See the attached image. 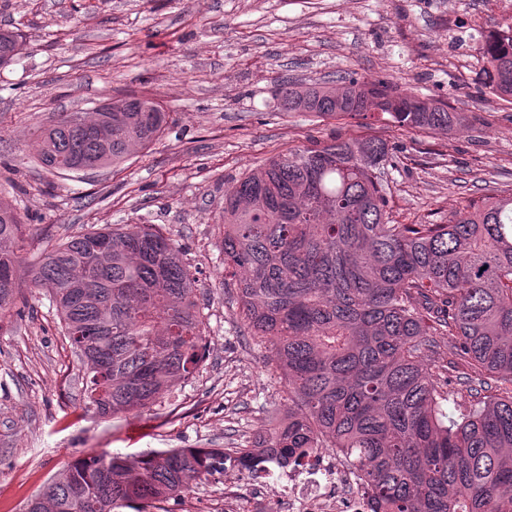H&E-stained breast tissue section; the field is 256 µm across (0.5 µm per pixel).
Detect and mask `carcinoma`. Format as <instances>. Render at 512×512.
I'll return each instance as SVG.
<instances>
[{
    "instance_id": "1",
    "label": "carcinoma",
    "mask_w": 512,
    "mask_h": 512,
    "mask_svg": "<svg viewBox=\"0 0 512 512\" xmlns=\"http://www.w3.org/2000/svg\"><path fill=\"white\" fill-rule=\"evenodd\" d=\"M19 29H0V68ZM485 86L512 99V27L490 33ZM288 112L387 114L411 131H449L442 106L385 81L344 78L278 90ZM52 115L36 163L57 174L115 167L149 148L168 112L154 97L123 110ZM388 144L333 140L269 158L224 189V271L241 316L287 383L288 412L254 448L111 452L70 461L27 512H115L166 500L231 466L251 475L334 448L358 469L373 512H512V194L470 199L446 224H397ZM17 207L0 198V315L28 280L55 303L74 357L69 390L100 418L137 414L203 358L206 317L180 247L151 224L60 240L26 267ZM448 349V366L425 361ZM453 405L450 416L445 406Z\"/></svg>"
}]
</instances>
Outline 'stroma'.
Listing matches in <instances>:
<instances>
[{"label":"stroma","instance_id":"35a3bbf8","mask_svg":"<svg viewBox=\"0 0 512 512\" xmlns=\"http://www.w3.org/2000/svg\"><path fill=\"white\" fill-rule=\"evenodd\" d=\"M24 50L0 70V196L17 199L36 263L47 244L113 224H152L182 248L207 314L193 378L138 416L84 410L65 377L71 349L49 295L22 284V311L0 317V512L28 501L74 457L150 449L241 448L286 410L285 380L250 336L225 275L227 183L279 153L334 138L385 140L388 199L400 224L447 222L467 199L512 192V103L483 85L486 37L512 26V0H0V27ZM351 75L447 105L450 131H409L389 115L287 112L278 82ZM154 95L168 127L116 169L52 175L33 131L58 112ZM259 501L286 512L266 478L233 470L146 512H228Z\"/></svg>","mask_w":512,"mask_h":512}]
</instances>
